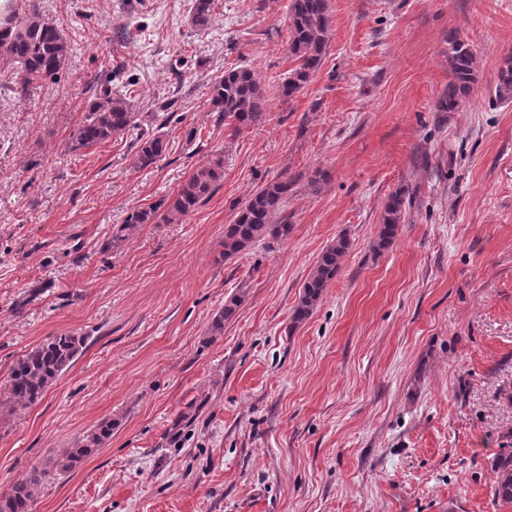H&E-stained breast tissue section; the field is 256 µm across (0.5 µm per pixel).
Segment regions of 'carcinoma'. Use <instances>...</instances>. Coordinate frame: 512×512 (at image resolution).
Segmentation results:
<instances>
[{
  "label": "carcinoma",
  "instance_id": "obj_1",
  "mask_svg": "<svg viewBox=\"0 0 512 512\" xmlns=\"http://www.w3.org/2000/svg\"><path fill=\"white\" fill-rule=\"evenodd\" d=\"M215 0H193L192 20L203 29L214 20ZM330 0H290L288 5V47L297 66L279 86L280 95L291 99L308 83L321 67L329 43ZM70 54V44L52 22L33 8L21 16L0 23V63L9 65V76L19 85L20 92L42 80H53L64 69ZM448 86L437 102L440 112H457L466 101L476 82L477 58L465 41H448ZM496 96L512 99V54L507 55L498 70ZM211 111L235 127L255 125L263 120L266 95L255 72L246 67L224 71L215 79L209 99ZM137 113L119 91L101 88L95 91L82 123L73 131L68 149L76 151L106 143L136 125ZM166 140L157 134L141 139L137 163L145 168L156 163L166 152ZM224 176V159L216 156L197 167L177 192L147 208L132 212L125 231L140 224L173 223L195 211L215 191ZM290 178L266 183L257 189L236 212L235 220L224 226V258H231L254 243L272 239L285 241L293 225L279 217L288 195L293 190ZM411 199L406 190L391 194L381 214V224L374 249L384 251L393 243ZM350 242L340 235L321 253L316 265L303 284L298 304L291 314L297 326L308 320L322 299L326 288L340 271ZM242 302L235 295L224 303L213 319L211 330L219 332L231 320ZM85 339L61 334L51 336L19 358L10 368L7 400L12 406L26 408L36 403L47 388L74 363L82 352ZM112 434V423L103 422L85 438L83 445L62 453L54 465L61 472L73 470ZM495 497L512 502V447L500 449L492 464ZM46 473L33 470L15 484L0 500V512H30L36 492Z\"/></svg>",
  "mask_w": 512,
  "mask_h": 512
}]
</instances>
